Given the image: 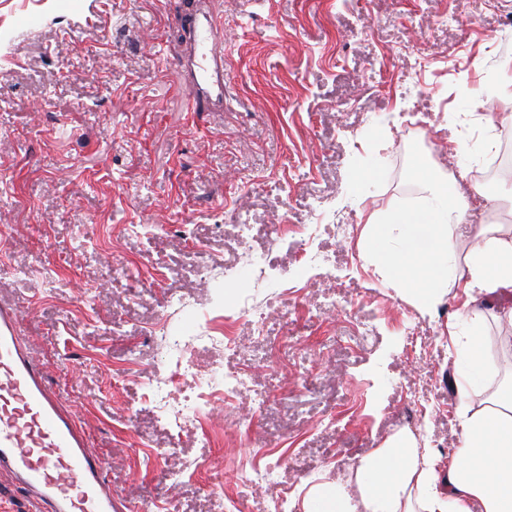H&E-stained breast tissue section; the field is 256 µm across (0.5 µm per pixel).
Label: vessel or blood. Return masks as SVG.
I'll return each instance as SVG.
<instances>
[{"label":"vessel or blood","instance_id":"1","mask_svg":"<svg viewBox=\"0 0 512 512\" xmlns=\"http://www.w3.org/2000/svg\"><path fill=\"white\" fill-rule=\"evenodd\" d=\"M192 51L182 73L196 103L224 100V51L212 16L188 10ZM19 316L0 305V470L13 473L43 512H117L105 459L44 381L40 362L24 348Z\"/></svg>","mask_w":512,"mask_h":512}]
</instances>
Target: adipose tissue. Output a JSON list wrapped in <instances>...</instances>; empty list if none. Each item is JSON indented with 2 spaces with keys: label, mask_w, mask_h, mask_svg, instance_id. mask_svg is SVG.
I'll return each mask as SVG.
<instances>
[{
  "label": "adipose tissue",
  "mask_w": 512,
  "mask_h": 512,
  "mask_svg": "<svg viewBox=\"0 0 512 512\" xmlns=\"http://www.w3.org/2000/svg\"><path fill=\"white\" fill-rule=\"evenodd\" d=\"M416 176L427 189L422 205L367 218L365 251L377 273L422 312L454 288L470 303L512 291V229L480 225L463 257L454 249V233L473 201L494 206L498 197L477 185L464 191L456 178L422 166ZM484 370L480 339L469 336L454 381L460 444L447 462L415 434H400L355 464V496L321 482L304 496L302 512H512V382L489 404L472 406Z\"/></svg>",
  "instance_id": "1"
}]
</instances>
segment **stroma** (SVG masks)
Returning a JSON list of instances; mask_svg holds the SVG:
<instances>
[{
    "instance_id": "obj_1",
    "label": "stroma",
    "mask_w": 512,
    "mask_h": 512,
    "mask_svg": "<svg viewBox=\"0 0 512 512\" xmlns=\"http://www.w3.org/2000/svg\"><path fill=\"white\" fill-rule=\"evenodd\" d=\"M70 2L0 0V303L109 462L115 504L270 512L244 478L269 449L300 512L312 485L350 479L403 429L453 453L447 324L462 299L428 313L404 300L363 250L365 221L423 197L420 159L475 176L485 135L512 146V0H211L219 112L189 107L187 0ZM323 218L328 262L302 268L300 238L275 228ZM257 256L290 279L278 321L238 320L236 349L195 351L199 371L246 366L252 384L207 407L221 441L191 423L173 435L147 398L171 371L161 330L206 335L240 292L265 308L275 284L250 277ZM486 302L484 346L506 365L488 366L477 407L512 376L497 319L512 291ZM287 334L304 360L284 367L269 351Z\"/></svg>"
}]
</instances>
